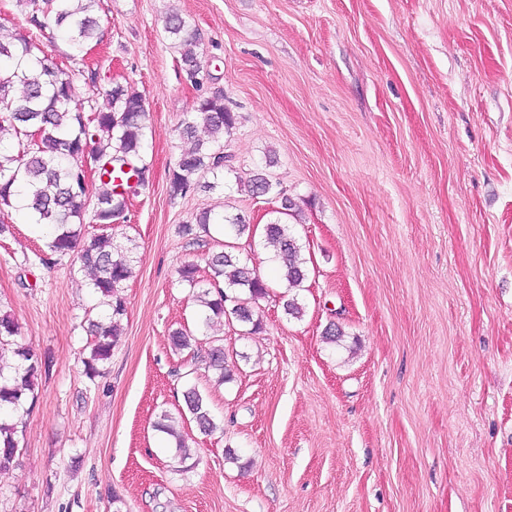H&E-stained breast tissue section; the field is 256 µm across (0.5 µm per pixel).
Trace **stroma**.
<instances>
[{
    "label": "stroma",
    "mask_w": 512,
    "mask_h": 512,
    "mask_svg": "<svg viewBox=\"0 0 512 512\" xmlns=\"http://www.w3.org/2000/svg\"><path fill=\"white\" fill-rule=\"evenodd\" d=\"M173 11L203 87L165 32ZM96 14L87 66L148 112V188L124 221L85 226L135 257L122 334L88 378L103 310L87 273L73 254L42 266L36 226L0 234V313L52 360L0 512H512V0H98ZM216 88L238 117L224 185L170 196L177 128ZM270 154L288 215L246 185ZM204 210L254 224L235 251L269 294L256 333L219 319L178 352L169 333L197 308L175 270L224 242L180 235ZM274 219L305 260L297 319L262 234ZM214 339L237 366L221 386L198 357ZM188 384L223 436L199 433ZM166 415L186 463L155 428ZM165 30L176 41L181 67L187 80L195 86L203 85V80L207 79L209 74L202 63L199 43L189 21L177 13L170 14L166 20Z\"/></svg>",
    "instance_id": "1"
}]
</instances>
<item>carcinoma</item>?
<instances>
[{
  "mask_svg": "<svg viewBox=\"0 0 512 512\" xmlns=\"http://www.w3.org/2000/svg\"><path fill=\"white\" fill-rule=\"evenodd\" d=\"M25 6L24 30L12 41L0 42V132L8 130L18 140L15 146L0 144V233L9 220L21 212L30 224L51 230L49 252L38 256L49 266L53 257L78 251L81 267L91 274L90 287L99 294L112 313L107 323L96 325L90 357L84 361L86 374H99L97 365L110 358L112 347L121 335L125 305L120 289L132 275L128 251L112 243L105 235L84 236L75 224H83L87 212L93 221L110 226L126 210L127 199L117 188L127 187L135 171L147 169L146 108L142 95L128 84L115 83L103 92L105 103L89 99L92 118L69 109L76 86L74 70L62 68L34 52L31 34L52 22L62 31L75 54L70 60L79 64L77 54L97 35L100 27L95 13L96 0H20ZM165 30L175 39L181 67L191 84L200 86L208 73L189 21L177 13L167 17ZM237 116L226 110L224 92L211 91L200 98L180 126L179 137L188 141L169 172L170 195L185 197L197 189H215L224 183L226 154L224 136L232 133ZM203 126L207 138L197 135ZM95 164L105 168L103 190L90 198L83 180L84 167ZM249 191L254 195L274 193L281 199V210L290 211L295 203L285 195L264 171L250 177ZM223 228L227 237L241 238L253 233L242 214L226 215L204 211L194 221L181 225V233L193 240L197 231L209 233L210 225ZM265 237L274 247V259L280 263L285 288H296L306 277L301 246L288 225H265ZM207 277L199 275L193 261L182 263L176 274L192 290L198 306V321L204 327L213 319L230 316L243 327L261 325L254 304L268 294V286L233 252L221 249L207 253ZM18 324L8 314H0V471L10 469L19 450L17 425L9 422L10 413H27L35 404V380L50 370V361L19 345ZM193 335L183 327L172 331L176 350L190 348ZM12 349L17 363L4 362V352ZM206 364L215 371L217 382L232 381L227 368L224 345L209 347ZM183 396L200 433L208 436L219 429L204 396L194 385L186 386ZM157 430L176 439L180 462L190 458L186 441L170 424H157Z\"/></svg>",
  "mask_w": 512,
  "mask_h": 512,
  "instance_id": "1",
  "label": "carcinoma"
}]
</instances>
